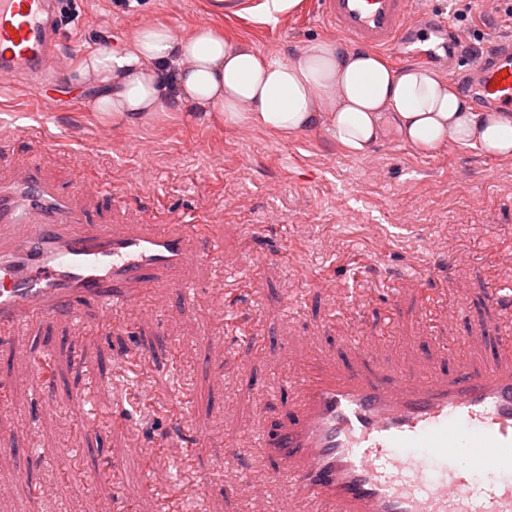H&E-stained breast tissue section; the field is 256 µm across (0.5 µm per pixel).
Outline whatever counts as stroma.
Wrapping results in <instances>:
<instances>
[{
	"instance_id": "obj_1",
	"label": "stroma",
	"mask_w": 512,
	"mask_h": 512,
	"mask_svg": "<svg viewBox=\"0 0 512 512\" xmlns=\"http://www.w3.org/2000/svg\"><path fill=\"white\" fill-rule=\"evenodd\" d=\"M210 0H70L60 13L78 37V53L122 49L138 27L162 24L184 35L199 27L244 42L263 55L293 59L309 42L335 38V30L295 0L266 17L261 0H243L236 13L215 14ZM462 34L467 51L444 48L433 69L464 91L465 71L490 42L486 9L472 0L458 16L459 0H424ZM97 87L66 74L55 85L0 81V131H24L0 177L30 161L42 162L51 179L74 190L86 179L104 182L123 201V224L142 221L140 198L150 192L159 217L184 211L209 216L223 241L221 265L195 263L192 300L176 291L149 298L148 311L116 312V327L88 318L83 325L47 320L18 332L0 349V384L10 387L0 405V474L13 477L0 512H27L39 497L40 512H155L152 481L186 494L190 512H282L284 482L273 467L259 468L252 435L265 424L266 392L290 361L310 350L325 360L344 356L343 339L370 337L371 356L426 375L480 362L494 346L496 321L487 297L498 270L512 260V156L442 144L425 154L394 132L366 154L354 155L323 131L283 142L261 129L226 124L220 113L188 104L133 122L91 111ZM89 151L88 164L72 167L73 154ZM465 254L450 267L446 258ZM435 288L431 315L418 291L400 277ZM335 281L328 289L326 281ZM238 288L239 305L255 321L261 341L245 344L226 332L211 291ZM359 295L355 315L330 319L341 293ZM456 310L452 321L442 312ZM464 345L463 356L448 350ZM84 361L76 363L73 349ZM51 354L58 375L50 404L38 402L25 362L32 351ZM149 354L152 405L139 402L138 376L126 359ZM96 392L101 407H119L122 422L103 419L82 445L71 443L81 423L72 406ZM232 432L243 450L227 463L220 441ZM210 436L199 448L195 478L180 474L184 437ZM140 448L149 457L137 456ZM121 472L99 478L110 459ZM248 480L256 491L239 500L225 484Z\"/></svg>"
}]
</instances>
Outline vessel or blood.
<instances>
[{"label": "vessel or blood", "mask_w": 512, "mask_h": 512, "mask_svg": "<svg viewBox=\"0 0 512 512\" xmlns=\"http://www.w3.org/2000/svg\"><path fill=\"white\" fill-rule=\"evenodd\" d=\"M319 12L350 46L417 56L412 35L442 17L420 0H318ZM62 0H0V77L60 78L68 38ZM472 72L478 103L512 113V37L489 45ZM97 182L62 192L37 164L0 180V347L49 318L103 324L147 292L192 294L191 263L216 262L207 220L157 216L130 226L90 221L83 199ZM490 300L507 323L496 355L455 371L419 376L368 359L361 337L351 358L324 364L310 352L294 365L283 417L259 437L258 463L287 481L294 512H512V272ZM468 461L455 462V449Z\"/></svg>", "instance_id": "1"}]
</instances>
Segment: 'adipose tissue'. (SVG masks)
<instances>
[{"label":"adipose tissue","instance_id":"1","mask_svg":"<svg viewBox=\"0 0 512 512\" xmlns=\"http://www.w3.org/2000/svg\"><path fill=\"white\" fill-rule=\"evenodd\" d=\"M78 79L101 89L93 111L135 121L188 100L230 125L251 126L288 141L326 131L356 154L393 127L422 153L450 142L512 156V119L473 111L447 77L410 66L397 71L367 49L310 42L289 61L275 60L211 28L185 35L163 25L136 29L119 51L93 50L75 64Z\"/></svg>","mask_w":512,"mask_h":512}]
</instances>
